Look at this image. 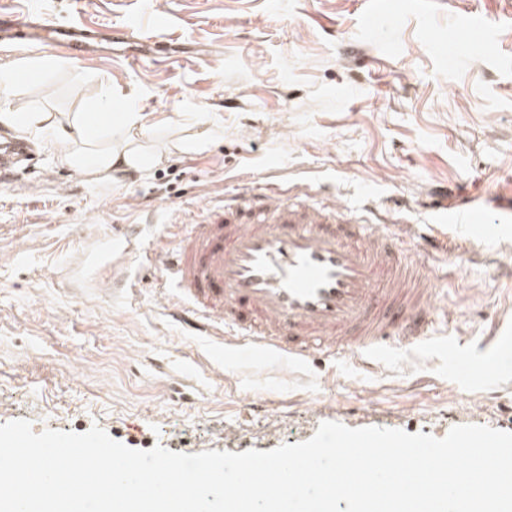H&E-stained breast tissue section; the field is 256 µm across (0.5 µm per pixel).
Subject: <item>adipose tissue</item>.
<instances>
[{
    "label": "adipose tissue",
    "instance_id": "1",
    "mask_svg": "<svg viewBox=\"0 0 512 512\" xmlns=\"http://www.w3.org/2000/svg\"><path fill=\"white\" fill-rule=\"evenodd\" d=\"M141 116L112 113V96L104 94L93 112H72L54 121L43 112L0 107V126L26 129L46 142L60 165L90 180L115 173H139L158 160L140 140Z\"/></svg>",
    "mask_w": 512,
    "mask_h": 512
}]
</instances>
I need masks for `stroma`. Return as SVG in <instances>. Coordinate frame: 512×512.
Returning <instances> with one entry per match:
<instances>
[{"mask_svg": "<svg viewBox=\"0 0 512 512\" xmlns=\"http://www.w3.org/2000/svg\"><path fill=\"white\" fill-rule=\"evenodd\" d=\"M378 4L377 23L366 5ZM164 43L151 59H73L47 46L0 50L20 64L0 104L91 112L113 93L143 116L162 155L150 171L87 180L35 144L30 166L0 185V425L34 432L102 427L133 449L268 451L319 425L445 437L457 425L512 431V236L487 241L435 225L445 200L512 198V0H0L55 23L138 25ZM480 27L460 30L463 15ZM51 58L55 69L28 62ZM201 132L202 149L168 140ZM327 191L360 224L415 247L437 226L447 250L426 255L435 337L393 350L374 370L354 359L297 367L220 361L213 337L173 323V290L123 255L125 225L146 250L170 251L187 225L242 186ZM123 271L132 289L112 285Z\"/></svg>", "mask_w": 512, "mask_h": 512, "instance_id": "stroma-1", "label": "stroma"}]
</instances>
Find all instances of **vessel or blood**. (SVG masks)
<instances>
[{
  "label": "vessel or blood",
  "instance_id": "vessel-or-blood-1",
  "mask_svg": "<svg viewBox=\"0 0 512 512\" xmlns=\"http://www.w3.org/2000/svg\"><path fill=\"white\" fill-rule=\"evenodd\" d=\"M134 36L128 27L52 23L35 10L21 22L0 13V44H51L75 59ZM29 158L23 137L0 140V180ZM493 220L511 224L512 202L491 211L458 198L441 207L444 224L478 230ZM148 260L203 328L220 331L235 348L305 362L318 354L372 356L430 334L432 278L425 266L390 234L355 223L329 200L245 191L190 225L173 250Z\"/></svg>",
  "mask_w": 512,
  "mask_h": 512
}]
</instances>
